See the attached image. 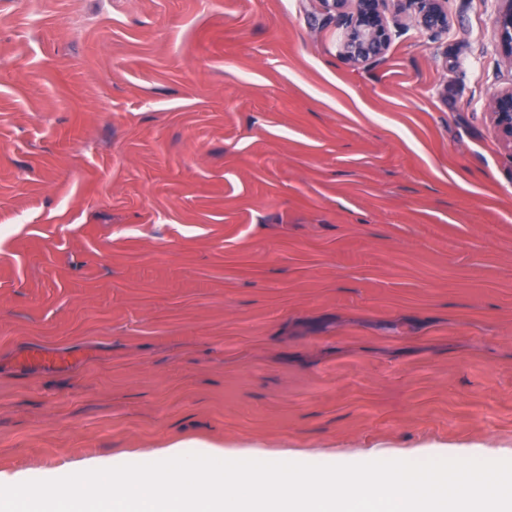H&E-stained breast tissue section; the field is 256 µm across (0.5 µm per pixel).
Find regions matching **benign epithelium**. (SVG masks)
Returning a JSON list of instances; mask_svg holds the SVG:
<instances>
[{"label":"benign epithelium","instance_id":"benign-epithelium-1","mask_svg":"<svg viewBox=\"0 0 512 512\" xmlns=\"http://www.w3.org/2000/svg\"><path fill=\"white\" fill-rule=\"evenodd\" d=\"M327 14L338 19L343 31L342 53L356 65L382 58L392 41L385 15L391 2L395 11L410 10L417 27L436 35L448 30V0H321ZM495 25L500 44L512 62V0H500ZM489 115L501 140L512 150V86L495 92Z\"/></svg>","mask_w":512,"mask_h":512}]
</instances>
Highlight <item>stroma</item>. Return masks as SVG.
Here are the masks:
<instances>
[{
    "label": "stroma",
    "instance_id": "obj_1",
    "mask_svg": "<svg viewBox=\"0 0 512 512\" xmlns=\"http://www.w3.org/2000/svg\"><path fill=\"white\" fill-rule=\"evenodd\" d=\"M499 8L359 66L319 0H0V471L512 460Z\"/></svg>",
    "mask_w": 512,
    "mask_h": 512
}]
</instances>
